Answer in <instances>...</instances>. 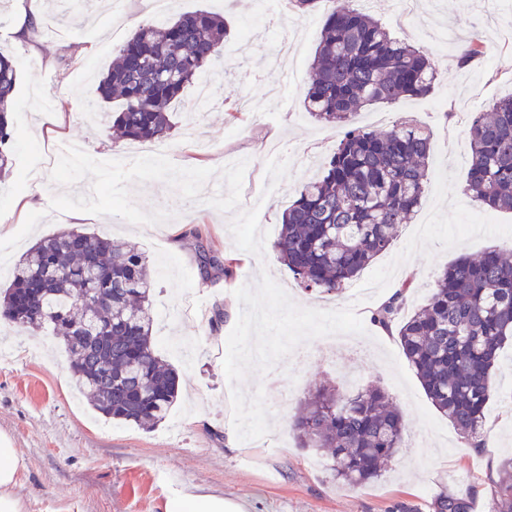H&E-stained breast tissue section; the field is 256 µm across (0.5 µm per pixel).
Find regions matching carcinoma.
<instances>
[{"label":"carcinoma","instance_id":"cac0c4a2","mask_svg":"<svg viewBox=\"0 0 512 512\" xmlns=\"http://www.w3.org/2000/svg\"><path fill=\"white\" fill-rule=\"evenodd\" d=\"M301 12L323 7L325 20L304 92V107L343 130L320 175L306 182L281 215L277 259L307 291L339 293L392 245L421 204L431 136L404 122L383 131L352 127L371 105L430 94L441 80L430 59L394 38L353 0H292ZM224 18L206 10L137 25L99 82L101 99L119 101L112 128L126 140L152 142L172 130L169 108L186 86L224 76ZM483 53L475 36L464 63ZM17 70L0 52V176L9 173ZM467 187L473 201L512 212V94L472 118ZM204 280L231 275L210 228L196 225ZM411 281L372 318L397 328L402 352L434 408L458 434L478 436L492 396V370L512 338V250L492 247L454 260L425 302L395 322ZM146 258L130 244L83 228L48 236L21 256L0 289V316L22 330L51 328L72 356L69 369L91 406L106 418L151 429L164 422L179 389L177 370L155 351ZM94 336L76 339L88 319ZM304 448L323 450L331 479L358 485L381 475L404 448L405 422L382 388L354 390L319 382L289 422ZM490 512H512V459L491 488Z\"/></svg>","mask_w":512,"mask_h":512}]
</instances>
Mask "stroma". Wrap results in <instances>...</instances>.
Masks as SVG:
<instances>
[{
    "label": "stroma",
    "mask_w": 512,
    "mask_h": 512,
    "mask_svg": "<svg viewBox=\"0 0 512 512\" xmlns=\"http://www.w3.org/2000/svg\"><path fill=\"white\" fill-rule=\"evenodd\" d=\"M16 0H0V52L17 67L13 114L15 144L9 175L0 182V246L13 265L39 239L67 229L66 216L51 210L53 196L90 190V180L65 187L50 179L48 148L79 138L94 158L147 155L149 145L110 134L101 115L116 110L103 102L98 83L129 29L147 18L140 0H96L79 13H60L42 4L54 38L37 33L46 60L10 32ZM382 19L399 38L432 59L442 80L428 96L396 106L372 105L354 118L355 127L382 129L402 116L432 133L429 181L420 208L400 227L392 247L379 256L340 296L304 290L271 246L281 214L317 174L340 137L303 108L322 13L286 9L255 33L246 27L258 0H171L170 18L199 9L224 16L230 36L231 70L214 102L199 107L198 84L187 86L171 109L169 159L181 167L218 169L230 159L247 160L242 196L261 194L268 183L267 150L287 139L288 174L259 212L269 240L262 256L235 247L231 214L207 204L224 191L221 176L187 201L162 181L130 184L144 210L169 213L153 229L117 216L89 214L83 228L142 252L156 282L152 311L154 343L179 373V397L167 422L150 430L96 413L76 388L70 357L49 331L23 332L0 319V341L18 347L0 361V433L17 448L22 470L18 494L25 512H167L170 500L192 492L244 504L245 512H439L450 497L469 500L470 512H489L490 492L500 463L512 457V341L500 351L492 376L495 394L487 406L483 447L463 439L431 405L406 358L397 334L381 335L374 309L404 278L414 288L402 310L422 304L437 274L460 254L496 245L512 247V212L492 211L467 191L470 140L467 120L512 94V0H420L414 14L400 12L401 0H356ZM479 35L486 53L463 65L459 51ZM298 50L282 61L278 101L265 115L240 113L230 119L225 99H262L267 94L269 55L282 38ZM96 43L80 57L77 39ZM80 99L91 117L61 113L64 98ZM40 166L43 198L20 210L29 170ZM208 225L223 257L234 259L231 277L203 280L196 243L185 231ZM223 309L224 322L210 317ZM379 385L401 411L405 447L380 479L349 486L332 481L326 462L301 447L288 423L313 385Z\"/></svg>",
    "instance_id": "stroma-1"
}]
</instances>
